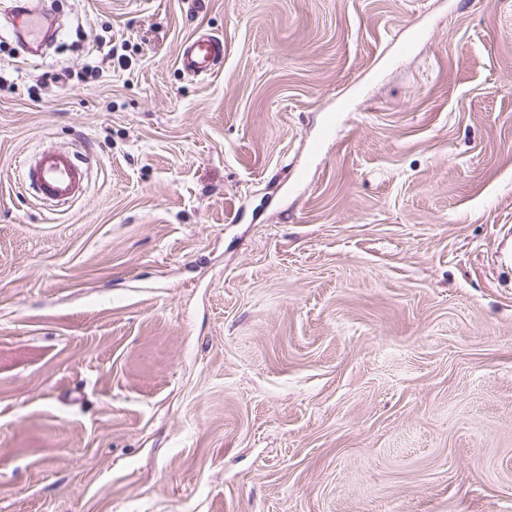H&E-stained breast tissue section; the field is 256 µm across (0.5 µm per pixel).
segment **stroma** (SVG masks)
<instances>
[{
  "label": "stroma",
  "instance_id": "1",
  "mask_svg": "<svg viewBox=\"0 0 512 512\" xmlns=\"http://www.w3.org/2000/svg\"><path fill=\"white\" fill-rule=\"evenodd\" d=\"M10 6L0 512H512V0ZM17 6L10 11V23L14 31L24 37L36 35L35 29H40L41 23L34 17L28 4L21 5L20 0H14ZM224 58V43L211 34L196 35L182 46L178 64L188 76L209 78ZM23 164L30 187L42 200L66 204L85 190V172L68 151L39 150Z\"/></svg>",
  "mask_w": 512,
  "mask_h": 512
}]
</instances>
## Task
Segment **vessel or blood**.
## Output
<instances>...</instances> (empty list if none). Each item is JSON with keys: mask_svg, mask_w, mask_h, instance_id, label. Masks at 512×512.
I'll use <instances>...</instances> for the list:
<instances>
[{"mask_svg": "<svg viewBox=\"0 0 512 512\" xmlns=\"http://www.w3.org/2000/svg\"><path fill=\"white\" fill-rule=\"evenodd\" d=\"M10 23L20 36L34 35L40 23L28 5H17L10 12ZM224 58L221 39L201 34L182 46L178 64L188 76L209 78ZM30 187L43 200L66 204L78 199L85 190V172L74 155L55 149L37 151L23 161Z\"/></svg>", "mask_w": 512, "mask_h": 512, "instance_id": "vessel-or-blood-1", "label": "vessel or blood"}]
</instances>
